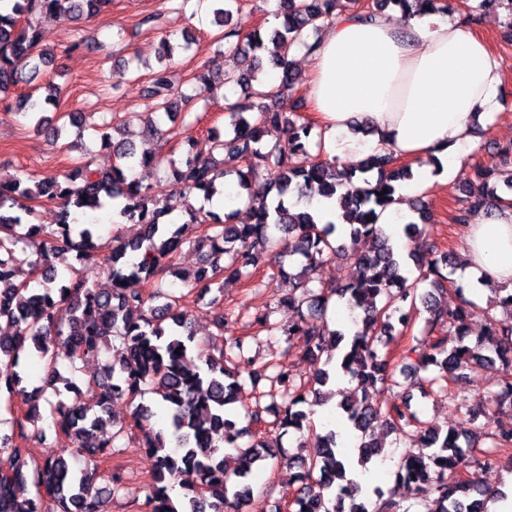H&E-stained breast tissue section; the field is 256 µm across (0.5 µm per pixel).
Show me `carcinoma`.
Instances as JSON below:
<instances>
[{
  "label": "carcinoma",
  "mask_w": 512,
  "mask_h": 512,
  "mask_svg": "<svg viewBox=\"0 0 512 512\" xmlns=\"http://www.w3.org/2000/svg\"><path fill=\"white\" fill-rule=\"evenodd\" d=\"M195 2L193 14L212 12L224 26L215 53L227 49L240 57L239 67L223 75V85L239 95L234 101L224 96V135H213L212 151L223 155L201 157L192 153L169 160L175 194L186 199L201 192L208 198L216 192L215 182L236 174L238 186L249 188L261 176L269 180L273 193L251 194L247 207L251 222L235 224L232 215L200 214L190 203L185 212L190 223L201 226L187 241L182 227L161 218L172 207L157 200L149 187L134 177L139 167L161 165L163 158L153 151L137 153L132 142L113 133L131 127L136 116L91 127L101 146L112 147L114 161L102 168L83 151L65 175L43 178L10 176L0 178V321L14 329L0 336V391L20 397L27 406L17 421L18 437L26 442L48 443L52 435L64 436L69 448H53L42 462L28 467L23 448L13 438L0 435V454L7 453L15 467L0 471V512H97L96 507L121 489V480L100 474L98 467L75 470L69 458L82 456L91 462L112 457L117 441L126 435V425L108 422L112 402L126 400L134 405L132 419L142 432L141 450L151 461L152 484L143 506L145 512H242L253 497L251 476L263 462L279 461L280 449L252 433L263 422L262 411L248 406L243 397L245 378L252 381L261 371L251 368L245 356L244 340L228 347L216 343L217 354L196 352L195 334L179 297L165 290L164 279L173 269L183 245L198 258L192 275L180 280L187 293L203 299L211 296L215 310L216 337L224 336L228 314L221 303L224 274L247 277L270 251L279 235L292 238L291 256H299L300 271L288 274L291 288L281 304L296 312V319L283 329L288 337L302 339L304 356L317 363L326 357L305 383H296L288 366H276L270 377L271 397H280L281 409L274 426L285 435L310 427L311 411L336 396L329 385L340 377L353 384L337 403L345 426L358 439L355 453H342L341 434L328 430L319 437L312 457L295 454L288 464L299 469L301 482L289 502L293 512H409L382 488H363L351 477L356 469L366 472L387 458L383 437L395 433L412 446L399 460L396 482L404 485L426 512H489L488 491L465 477L471 468L483 467L497 459L500 448L512 447V425L499 426L486 434L479 423L487 407L512 408V293L499 298L501 315L481 308L460 295L455 285L452 255L438 253L423 263L420 251L428 246L426 231L431 223L429 204L409 202L401 235L407 245L399 249L392 236L377 224V209L395 201L401 181L412 177L411 166L396 164L390 153L369 155L358 170H350L322 149L309 151L313 124L292 109L272 107L267 101H288L302 83L300 72L289 60L296 48H309L310 34L319 31L318 22H333L343 12L360 18L371 17L390 6L420 14L458 11L456 0H373L366 10L358 0H276L274 16L280 25L268 35L272 43L269 63L278 73V83L267 91L254 90L263 69L256 54L266 49L260 31L245 29L234 13L241 12L240 0H181L179 7L151 13L141 24L161 28L171 24L168 15L182 14ZM111 0H6L0 5V111L20 114L44 130L49 119L42 115L43 103L58 98V87L49 82L40 99L32 93L11 100L12 88L30 84L43 68L53 63L54 53L40 45L39 20L58 9L79 20L94 15ZM105 43L80 36L72 50L97 53ZM172 53L161 55L163 64L152 74L142 96L150 101L158 118L141 121L140 133L147 141L157 140L166 130L160 119H173L187 112L192 97L175 94L170 72ZM281 130L285 139L263 142L265 133ZM499 162L478 164L475 177L457 201L454 222L464 226L469 216L484 210L493 216L512 207V145L497 151ZM319 194L332 202L336 221L321 222L312 202L291 210L286 199L301 200ZM63 201L53 224H30L23 216L34 213L32 202ZM110 208L119 223L141 226L132 240L100 241L89 224L76 223L75 215L87 210ZM371 220H366V217ZM349 228L351 242L364 238L363 251H349L334 234L338 226ZM35 244L38 257L23 263L19 245ZM72 253L80 267L58 273L51 256ZM352 261L355 276L343 285L318 280L319 267L335 258ZM100 263L101 274L112 283L108 291L97 288L88 264ZM459 294L458 303L448 305V290ZM346 307L355 330H330L318 317L326 315L331 301ZM428 314L418 338L410 335L418 307ZM483 321L476 344L465 343L469 322ZM180 353H175V350ZM35 353L45 364L42 385L29 392L23 377L15 371L23 355ZM109 355L102 373L82 376L83 365ZM416 355L415 375L428 396H446L466 410L470 428L464 434L453 428L442 430L421 419L407 401L384 402L382 395L399 386L398 365ZM500 361L510 371L498 387L478 399L450 390L449 383ZM67 365L70 376L59 371ZM156 396L169 414L165 430L150 424L151 406L136 402L146 394ZM247 426H239V417ZM112 433L93 440L106 425ZM252 435L243 447L240 439ZM487 438L489 449L474 453L476 441ZM236 451L237 466L225 467L223 449ZM196 480L184 499L175 502L166 481L184 473ZM36 495L26 497L28 484ZM343 492L349 507L336 503Z\"/></svg>",
  "instance_id": "1"
}]
</instances>
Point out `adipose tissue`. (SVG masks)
<instances>
[{
	"mask_svg": "<svg viewBox=\"0 0 512 512\" xmlns=\"http://www.w3.org/2000/svg\"><path fill=\"white\" fill-rule=\"evenodd\" d=\"M306 62L309 103L331 154L373 151L420 160L411 195L434 169L453 177L473 145L474 124L505 106L500 62L463 24L446 17L340 15ZM466 271L493 288L512 285V210L467 227Z\"/></svg>",
	"mask_w": 512,
	"mask_h": 512,
	"instance_id": "ef3b65f1",
	"label": "adipose tissue"
}]
</instances>
